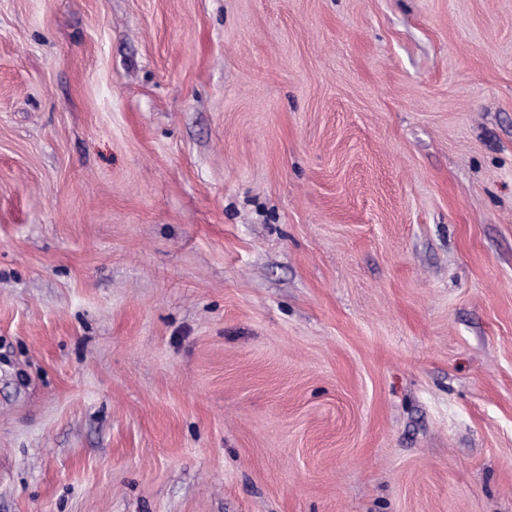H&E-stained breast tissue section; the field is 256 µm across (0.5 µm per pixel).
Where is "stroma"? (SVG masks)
<instances>
[{
	"label": "stroma",
	"mask_w": 512,
	"mask_h": 512,
	"mask_svg": "<svg viewBox=\"0 0 512 512\" xmlns=\"http://www.w3.org/2000/svg\"><path fill=\"white\" fill-rule=\"evenodd\" d=\"M0 512H512V0H0Z\"/></svg>",
	"instance_id": "stroma-1"
}]
</instances>
